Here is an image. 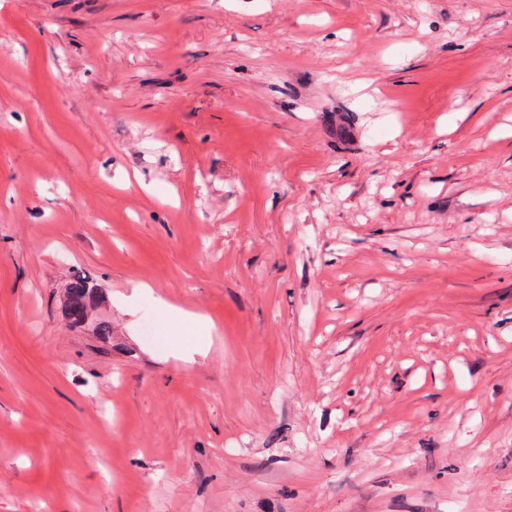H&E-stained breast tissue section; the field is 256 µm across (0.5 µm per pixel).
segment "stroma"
Returning a JSON list of instances; mask_svg holds the SVG:
<instances>
[{
  "instance_id": "35a3bbf8",
  "label": "stroma",
  "mask_w": 512,
  "mask_h": 512,
  "mask_svg": "<svg viewBox=\"0 0 512 512\" xmlns=\"http://www.w3.org/2000/svg\"><path fill=\"white\" fill-rule=\"evenodd\" d=\"M0 512H512V0H0ZM85 275L74 274L67 286L66 311L74 323H80L89 303L96 298V288ZM179 313H180L179 322H180V324L185 332V335H186L184 337L189 340L187 345L182 350L183 357L187 361H192L194 359L193 356L195 354L201 353L202 347H203L202 345L191 341V338L193 337V336H191V333L193 332L196 324L200 321L201 317L199 315H196L193 313H187V312H179Z\"/></svg>"
}]
</instances>
